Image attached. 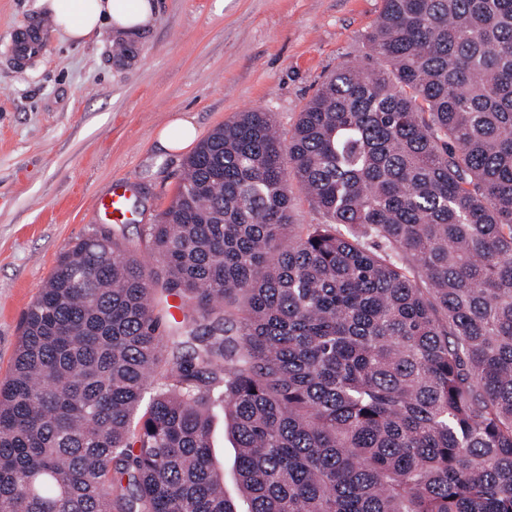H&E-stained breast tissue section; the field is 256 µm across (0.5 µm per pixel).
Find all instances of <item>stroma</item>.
<instances>
[{"label": "stroma", "mask_w": 512, "mask_h": 512, "mask_svg": "<svg viewBox=\"0 0 512 512\" xmlns=\"http://www.w3.org/2000/svg\"><path fill=\"white\" fill-rule=\"evenodd\" d=\"M154 24L80 45L46 31L24 66L0 57V381L24 311L60 254L101 228L90 205L119 182L133 251L171 204L186 152L158 145L189 117L198 138L249 109L289 131L344 62H365L363 35L382 0H157Z\"/></svg>", "instance_id": "1"}]
</instances>
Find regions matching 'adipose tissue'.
I'll list each match as a JSON object with an SVG mask.
<instances>
[{
    "instance_id": "adipose-tissue-1",
    "label": "adipose tissue",
    "mask_w": 512,
    "mask_h": 512,
    "mask_svg": "<svg viewBox=\"0 0 512 512\" xmlns=\"http://www.w3.org/2000/svg\"><path fill=\"white\" fill-rule=\"evenodd\" d=\"M62 40L84 42L103 28L119 35L150 27L157 14L155 0H39Z\"/></svg>"
}]
</instances>
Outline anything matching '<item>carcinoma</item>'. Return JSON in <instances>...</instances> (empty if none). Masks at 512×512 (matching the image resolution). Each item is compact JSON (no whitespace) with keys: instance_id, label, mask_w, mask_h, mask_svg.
<instances>
[{"instance_id":"cac0c4a2","label":"carcinoma","mask_w":512,"mask_h":512,"mask_svg":"<svg viewBox=\"0 0 512 512\" xmlns=\"http://www.w3.org/2000/svg\"><path fill=\"white\" fill-rule=\"evenodd\" d=\"M365 40L288 137L254 109L200 142L153 262L106 228L57 259L0 512H239L217 410L248 512H512V0H383ZM293 214L296 224H317L321 221L320 215L312 210L304 194L298 189L294 190ZM232 439L224 433V421L217 416L213 425V444L218 458L224 461V490L230 497L236 499L241 508L244 507L243 500L238 493L235 472V448H232Z\"/></svg>"}]
</instances>
